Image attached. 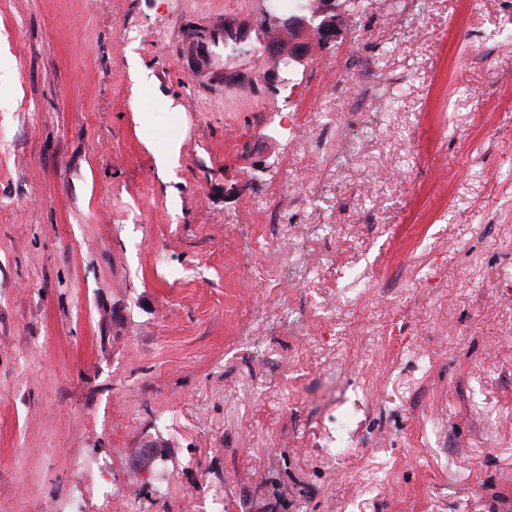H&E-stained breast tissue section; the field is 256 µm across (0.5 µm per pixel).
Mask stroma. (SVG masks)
I'll use <instances>...</instances> for the list:
<instances>
[{
  "instance_id": "1",
  "label": "stroma",
  "mask_w": 512,
  "mask_h": 512,
  "mask_svg": "<svg viewBox=\"0 0 512 512\" xmlns=\"http://www.w3.org/2000/svg\"><path fill=\"white\" fill-rule=\"evenodd\" d=\"M271 7L0 0V512H512V0ZM288 12H267L258 29H248L224 23L220 14L213 15L205 25L208 33L204 40L197 46L195 60L198 65L197 72L191 73L192 80L197 83V77L212 79L213 74L222 76L224 70L225 44L234 48V51L247 54L248 47L253 39L269 30H277L292 36H298L304 32H313L323 44L336 41L339 35L337 27V9L340 0H320L318 6L311 7L312 1H299ZM225 43V44H224ZM213 80V79H212Z\"/></svg>"
}]
</instances>
